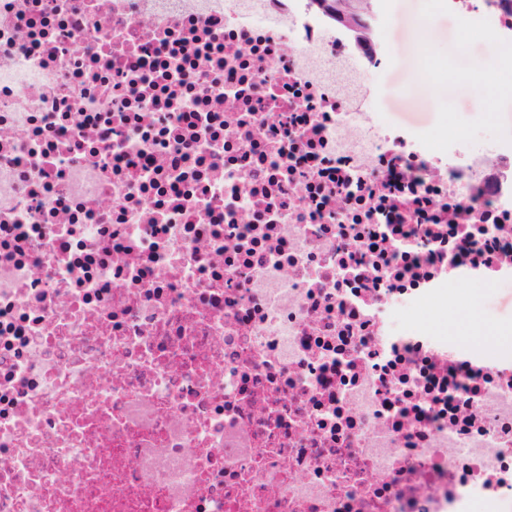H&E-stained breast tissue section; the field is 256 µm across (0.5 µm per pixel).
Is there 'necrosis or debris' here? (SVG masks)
I'll list each match as a JSON object with an SVG mask.
<instances>
[{
  "instance_id": "4bbe7bcc",
  "label": "necrosis or debris",
  "mask_w": 512,
  "mask_h": 512,
  "mask_svg": "<svg viewBox=\"0 0 512 512\" xmlns=\"http://www.w3.org/2000/svg\"><path fill=\"white\" fill-rule=\"evenodd\" d=\"M512 46V0H448ZM314 0H0V512H512V137L447 152ZM448 293L468 306L460 315L451 307L431 304L415 312L410 320L429 329H448V337L477 336L476 324L512 327V284L501 287L480 284L451 285Z\"/></svg>"
}]
</instances>
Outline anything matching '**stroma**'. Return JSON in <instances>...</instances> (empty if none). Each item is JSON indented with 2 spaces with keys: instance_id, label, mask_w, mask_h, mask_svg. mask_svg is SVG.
Returning <instances> with one entry per match:
<instances>
[{
  "instance_id": "obj_1",
  "label": "stroma",
  "mask_w": 512,
  "mask_h": 512,
  "mask_svg": "<svg viewBox=\"0 0 512 512\" xmlns=\"http://www.w3.org/2000/svg\"><path fill=\"white\" fill-rule=\"evenodd\" d=\"M387 42L388 66L376 78L378 110L389 122L429 137L437 147L448 144L449 126L469 129L476 138L498 133L512 135V70L486 72L489 59L500 49L476 38L468 47L458 39L460 23L441 10L442 0H380ZM431 30L426 50L412 37L415 25ZM450 294L468 311L432 304L412 316L413 322L449 337L472 336L475 325L512 327V284L483 287L453 285Z\"/></svg>"
}]
</instances>
